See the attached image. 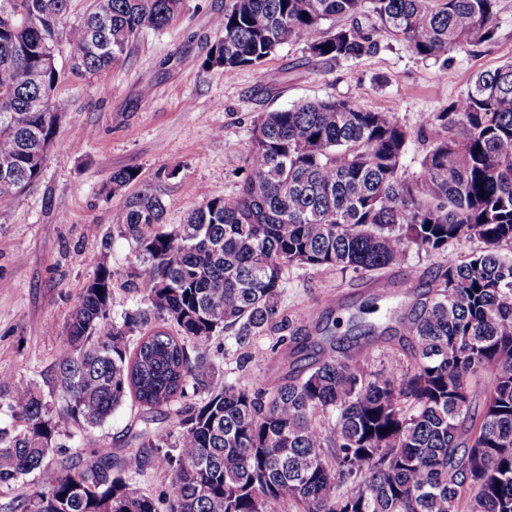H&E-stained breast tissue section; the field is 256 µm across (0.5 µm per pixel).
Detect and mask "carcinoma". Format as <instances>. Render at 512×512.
Instances as JSON below:
<instances>
[{"label": "carcinoma", "mask_w": 512, "mask_h": 512, "mask_svg": "<svg viewBox=\"0 0 512 512\" xmlns=\"http://www.w3.org/2000/svg\"><path fill=\"white\" fill-rule=\"evenodd\" d=\"M70 2L0 0V208L38 183L54 141L50 51L75 74L105 70L182 0H106L105 15L92 3L77 24ZM499 14L500 0H232L202 66H257L290 41L319 64L353 61L377 51L378 28L439 60L493 42ZM414 140L423 154L409 174ZM244 160L235 194L175 227L137 171L112 173L108 194L138 185L113 228L135 244L144 305L109 320L113 272L97 268L62 342L55 411L0 373V413L18 422L0 426V489L32 478L0 512H512V60L477 73L415 133L346 99L263 112ZM412 248L441 261L427 291L390 310L404 363L371 370L385 330L361 316L342 336L311 316L313 340L281 312L292 267L406 288L414 277L397 284L389 271ZM226 331L242 365L268 357L256 337L280 331L277 343L315 360L269 388L242 376L214 386L209 343ZM189 388L203 398L176 409L177 428L142 431L135 448L61 440V421L97 428L129 394L152 410ZM157 469L170 491L128 482Z\"/></svg>", "instance_id": "carcinoma-1"}]
</instances>
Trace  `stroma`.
Wrapping results in <instances>:
<instances>
[{
  "label": "stroma",
  "mask_w": 512,
  "mask_h": 512,
  "mask_svg": "<svg viewBox=\"0 0 512 512\" xmlns=\"http://www.w3.org/2000/svg\"><path fill=\"white\" fill-rule=\"evenodd\" d=\"M229 3L182 0L167 26L141 32L111 68L84 77L63 72L61 119L41 178L0 209V372L36 385L52 407L62 404L55 372L61 343L98 265L115 274V311L142 297L128 277L135 244L112 232L126 198L105 194L113 172L137 170L161 195L166 222L180 224L204 201L238 190L247 175L244 143L261 113L338 98L395 113L414 129L463 96L475 73L512 57V0H501L495 41L449 53L444 63L414 56L380 30L375 54L332 67L314 65L304 44L288 42L257 67L204 69L213 20ZM333 295L345 304L340 322L372 297L368 321L388 325L389 300L351 272L292 269L281 307L298 324ZM176 422L173 411H148L130 397L93 434L131 448L134 433Z\"/></svg>",
  "instance_id": "1"
}]
</instances>
